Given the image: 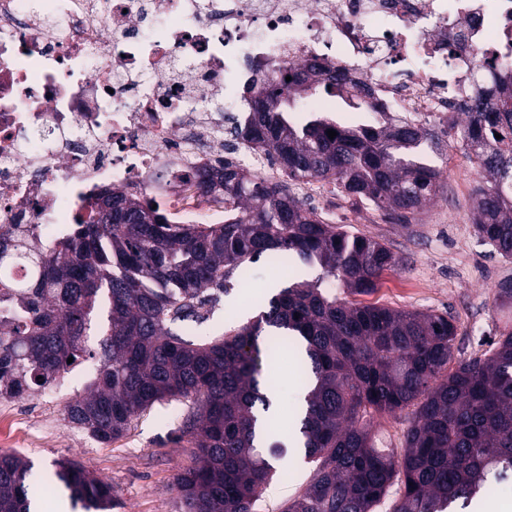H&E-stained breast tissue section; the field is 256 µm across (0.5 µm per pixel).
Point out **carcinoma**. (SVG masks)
Returning <instances> with one entry per match:
<instances>
[{
  "label": "carcinoma",
  "instance_id": "1",
  "mask_svg": "<svg viewBox=\"0 0 512 512\" xmlns=\"http://www.w3.org/2000/svg\"><path fill=\"white\" fill-rule=\"evenodd\" d=\"M343 72L311 84L274 72L246 89L255 115L242 138L288 180L252 174L241 184L244 169L226 160L198 174L197 192L224 204V223L172 224L114 192L51 248L0 245V273L25 270L18 281L0 278V289H20L6 308L9 335H0V399L46 390L70 357L90 361L91 378L65 413L103 443L155 403L187 400L198 452L177 477L186 512H255L288 455L280 441L257 446V423L269 427L272 406L260 378L291 342L307 403L300 445L313 470L282 512H374L394 484L402 493L392 512H449L512 477V330L481 356L458 359L448 317L338 301L315 281L281 289L237 331L202 339L232 279L265 254L317 265L353 295L373 292L399 266L380 241L323 223L288 181L333 184L398 224L439 192L442 172L420 151L438 138L429 124L295 116L300 88L337 97ZM494 84L492 101L466 104L462 139L481 177L476 233L511 259L512 75L496 73ZM407 410L401 451L376 447L375 420ZM57 483L86 510L112 509V486L76 462L61 463L49 478ZM44 490L31 463L0 453V512H31Z\"/></svg>",
  "mask_w": 512,
  "mask_h": 512
}]
</instances>
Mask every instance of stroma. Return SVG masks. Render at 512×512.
Instances as JSON below:
<instances>
[{
	"mask_svg": "<svg viewBox=\"0 0 512 512\" xmlns=\"http://www.w3.org/2000/svg\"><path fill=\"white\" fill-rule=\"evenodd\" d=\"M424 151L447 175L437 198L412 223H392L330 184H315L299 199L324 223L378 239L399 258V267L382 275L364 303L449 316L457 327L459 353L470 358L512 330V306L497 298L500 283L512 279V259L502 258L475 232L471 210L479 175L457 135L443 136L438 146L426 144ZM320 274L318 267L293 265L281 276L267 260L250 263L246 283L234 284L217 307L212 335L227 333L255 317L259 296H272L298 281L321 279ZM292 363V356L285 355L267 371L281 412L276 429L283 433L296 417L300 396ZM79 389L74 383L0 402V414H9L17 430L11 452L45 468L66 460L87 467L111 484L112 512H184L176 479L196 459L195 441L184 432L191 403H155L133 419L121 438L102 443L65 416L66 401ZM287 459L288 466L269 484L255 512H282L309 480L311 464L300 461L294 451Z\"/></svg>",
	"mask_w": 512,
	"mask_h": 512,
	"instance_id": "35a3bbf8",
	"label": "stroma"
}]
</instances>
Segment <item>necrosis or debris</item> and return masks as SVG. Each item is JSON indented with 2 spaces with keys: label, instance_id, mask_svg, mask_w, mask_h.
<instances>
[{
  "label": "necrosis or debris",
  "instance_id": "4bbe7bcc",
  "mask_svg": "<svg viewBox=\"0 0 512 512\" xmlns=\"http://www.w3.org/2000/svg\"><path fill=\"white\" fill-rule=\"evenodd\" d=\"M512 73V0H0V239L51 247L109 189L171 219L236 137L259 63L343 66L392 117L459 111L478 68Z\"/></svg>",
  "mask_w": 512,
  "mask_h": 512
}]
</instances>
